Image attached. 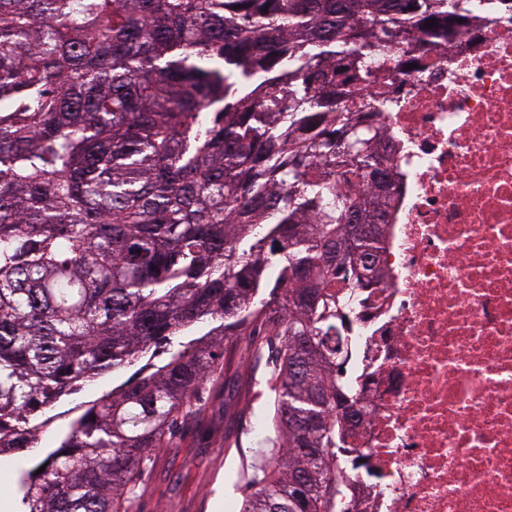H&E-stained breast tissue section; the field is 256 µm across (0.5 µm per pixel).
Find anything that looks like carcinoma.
I'll use <instances>...</instances> for the list:
<instances>
[{
	"mask_svg": "<svg viewBox=\"0 0 512 512\" xmlns=\"http://www.w3.org/2000/svg\"><path fill=\"white\" fill-rule=\"evenodd\" d=\"M474 20L471 0H0V457L112 375L19 471L21 512H130L221 379L261 425L240 512H336L353 354L329 343L360 282L336 245L379 220L373 175L394 174L385 100L342 103L332 78L376 82L386 47L422 69ZM111 389L112 375L102 377L96 384L85 387L78 394L65 397L54 413L66 411L82 401L94 400Z\"/></svg>",
	"mask_w": 512,
	"mask_h": 512,
	"instance_id": "1",
	"label": "carcinoma"
}]
</instances>
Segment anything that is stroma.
I'll use <instances>...</instances> for the list:
<instances>
[{"instance_id": "obj_1", "label": "stroma", "mask_w": 512, "mask_h": 512, "mask_svg": "<svg viewBox=\"0 0 512 512\" xmlns=\"http://www.w3.org/2000/svg\"><path fill=\"white\" fill-rule=\"evenodd\" d=\"M112 388L111 377L59 404L60 415L40 435L38 445L52 448L64 429V413ZM234 384H206L199 393L200 416L186 420L173 443L161 449L154 466L137 481L138 512H239L244 500L235 474L246 463L252 441L250 419L233 402Z\"/></svg>"}]
</instances>
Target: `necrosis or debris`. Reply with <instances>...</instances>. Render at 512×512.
Returning <instances> with one entry per match:
<instances>
[{
  "mask_svg": "<svg viewBox=\"0 0 512 512\" xmlns=\"http://www.w3.org/2000/svg\"><path fill=\"white\" fill-rule=\"evenodd\" d=\"M475 10L424 70L386 50L376 85L345 88L389 99L400 185L379 255L393 277L348 291L365 417L344 510L512 512V10Z\"/></svg>",
  "mask_w": 512,
  "mask_h": 512,
  "instance_id": "obj_1",
  "label": "necrosis or debris"
}]
</instances>
